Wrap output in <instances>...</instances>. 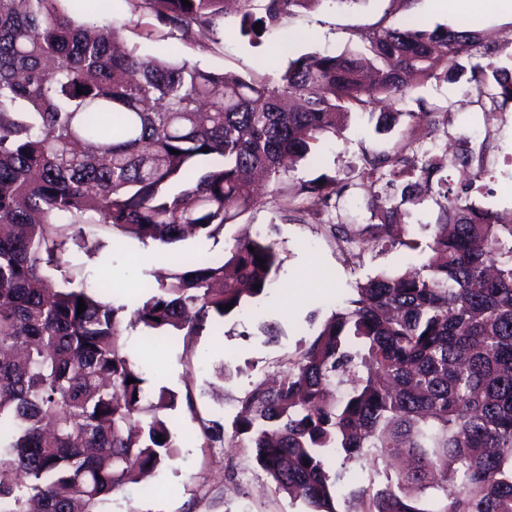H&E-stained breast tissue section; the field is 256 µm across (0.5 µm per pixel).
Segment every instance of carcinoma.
I'll list each match as a JSON object with an SVG mask.
<instances>
[{
  "mask_svg": "<svg viewBox=\"0 0 512 512\" xmlns=\"http://www.w3.org/2000/svg\"><path fill=\"white\" fill-rule=\"evenodd\" d=\"M229 1L251 42L323 2L135 4L168 27L164 41L217 34ZM64 2L0 0V512H109L138 474L173 460L181 441L163 412L195 415L196 403L146 391L124 332L217 333L243 296L277 287L284 262L269 236L237 238L219 258L183 256L131 310L79 278L74 248L94 256L97 230L113 227L145 245L217 238L258 204L256 180L277 181L286 157L312 159L351 110L376 115L379 132L430 113L422 99L417 112L396 108L410 98L406 74L468 73L476 102L512 100V72L481 63L482 36L465 25L380 22L360 52L303 53L257 81L118 53L121 29L94 30ZM415 152L388 171L369 160L363 176L390 203L372 214L379 252L418 247L395 210L445 201L427 262L357 283L276 387L241 398L231 429L202 421L207 446L244 451L305 512H512V221L452 195L433 180L445 158ZM301 192L318 214L340 196L327 175ZM345 381L348 393L333 395ZM364 460L369 484L344 496L343 470Z\"/></svg>",
  "mask_w": 512,
  "mask_h": 512,
  "instance_id": "obj_1",
  "label": "carcinoma"
}]
</instances>
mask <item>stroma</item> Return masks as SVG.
I'll return each instance as SVG.
<instances>
[{
	"instance_id": "1",
	"label": "stroma",
	"mask_w": 512,
	"mask_h": 512,
	"mask_svg": "<svg viewBox=\"0 0 512 512\" xmlns=\"http://www.w3.org/2000/svg\"><path fill=\"white\" fill-rule=\"evenodd\" d=\"M397 25L415 18L428 27L475 25L485 32L491 60L512 70V10L496 9L493 0L473 7L449 8L448 0H322L319 7L296 10L279 26L268 29L259 45L239 36L236 13L224 16L219 39L198 34L170 40L178 57L200 66L257 80L274 76L286 65L277 53L288 42L292 54L310 51L339 53L360 46V34L380 18ZM95 22L122 28L127 47L143 55L157 54L159 23L134 12L130 0H107ZM407 109L422 98L434 108L423 121L404 119L390 132L375 130L376 120L355 111L335 135L318 149L317 160L299 164L277 183L260 187L263 205L226 225L218 239L193 238L171 248L143 246L112 229L96 258L76 253L75 264L89 283L107 284L106 299L135 305L138 284L150 283L155 272L176 270L177 258L188 253L223 254L233 236L243 231L270 235L286 260L279 286L247 300L242 312L224 321L223 334L202 332L190 342H146L141 329L125 332L128 350L145 363V387L192 392L197 414L178 408L171 417L181 439L178 457L163 466L149 486L128 485L116 496L111 512H305L304 505L276 491L266 474L236 448L207 447L200 436L201 418L231 423L239 400L254 384L285 370L299 346L311 339L334 310L347 306L357 283L382 269L400 270L419 264L418 253L394 248L382 253L364 250L371 239L368 203L383 196L381 183L361 178L365 158L409 154L411 138H420L436 154L452 161L445 170L454 192L466 193L482 207L512 211V102L473 103L466 81H414ZM471 150L467 165L455 163L461 149ZM327 174L347 182L330 223L345 226L349 239L335 238L329 225L309 215L301 185Z\"/></svg>"
}]
</instances>
